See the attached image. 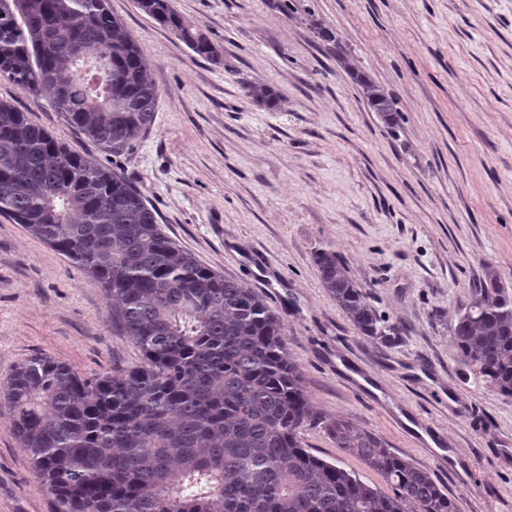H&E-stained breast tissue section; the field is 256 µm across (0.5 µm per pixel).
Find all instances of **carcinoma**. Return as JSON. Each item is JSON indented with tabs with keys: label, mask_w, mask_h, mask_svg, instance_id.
<instances>
[{
	"label": "carcinoma",
	"mask_w": 512,
	"mask_h": 512,
	"mask_svg": "<svg viewBox=\"0 0 512 512\" xmlns=\"http://www.w3.org/2000/svg\"><path fill=\"white\" fill-rule=\"evenodd\" d=\"M136 3L194 53L221 61L171 0ZM348 71L369 109L395 126L393 97ZM0 77L36 99L49 92L68 125L114 157L151 129L159 99L107 0H0ZM244 90L278 106L266 84ZM0 216L86 272L141 352L137 364L87 376L45 355L9 374L0 409L54 512H459L427 470L347 419L326 425L336 447L389 491L312 454L302 431L320 416L262 296L179 246L123 175L3 101ZM313 263L351 325L382 335L336 253L317 250ZM448 332L463 364L512 398V290L494 271Z\"/></svg>",
	"instance_id": "obj_1"
}]
</instances>
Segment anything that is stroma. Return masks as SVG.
<instances>
[{
	"label": "stroma",
	"instance_id": "obj_1",
	"mask_svg": "<svg viewBox=\"0 0 512 512\" xmlns=\"http://www.w3.org/2000/svg\"><path fill=\"white\" fill-rule=\"evenodd\" d=\"M107 5L159 90L132 152L113 159L3 77L0 101L117 165L179 246L264 297L324 418L302 434L313 454L382 485L326 431L345 418L429 470L460 512H512V399L448 333L488 271L512 285V0H172L219 46L217 63L136 0ZM347 59L394 98L397 131ZM250 82L278 92V108L247 97ZM325 248L384 335L358 333L329 297L312 260ZM36 354L83 374L139 359L91 278L0 216V386ZM0 512H52L3 414Z\"/></svg>",
	"mask_w": 512,
	"mask_h": 512
}]
</instances>
